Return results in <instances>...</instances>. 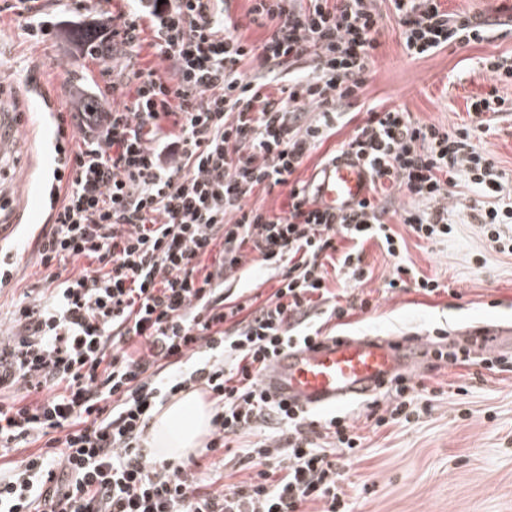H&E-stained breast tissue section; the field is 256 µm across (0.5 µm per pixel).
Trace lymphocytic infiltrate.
Instances as JSON below:
<instances>
[{"label": "lymphocytic infiltrate", "instance_id": "lymphocytic-infiltrate-1", "mask_svg": "<svg viewBox=\"0 0 512 512\" xmlns=\"http://www.w3.org/2000/svg\"><path fill=\"white\" fill-rule=\"evenodd\" d=\"M101 2L70 0L68 13L95 14L98 39L116 58H134L151 32L169 68L104 65L111 107L84 88L80 103L96 111L54 117L72 136L53 147L52 184L64 195L40 259L90 266L21 307L18 331L0 342V389L37 395L0 403V454L36 446L0 468V512H302L318 501L321 512H347L340 468L363 450L353 419L317 424L268 394L261 377L285 350L321 340L316 316L341 321L373 308L361 291L337 301L326 283L331 253L344 281L361 287L372 277L363 245L379 240L393 260L384 291H443L407 264L405 237L452 234L458 177L487 196L469 206L467 222L493 251L512 254V198L477 145L512 98L473 100L469 123L452 131L397 108L355 113L380 46L378 0H250L251 22L265 29L256 42L240 34L227 0H126L115 14ZM388 3L410 59L485 38L481 17L448 12L441 0ZM300 63L305 72H295ZM272 83L278 95L266 94ZM348 124L341 151L369 172V197L346 212L316 209L295 174ZM284 185L286 211L252 203L256 189ZM397 194L412 201L398 213L402 234L386 220ZM340 237L353 242L341 253ZM255 268L274 272L275 290L264 299L232 292ZM434 335L432 365L512 369V357L476 359L468 347H447L446 330ZM194 387L213 404L210 452L276 426L246 450L247 479L228 484L218 472V488L206 490L190 468L144 454L155 410ZM419 387L413 374L397 377L368 401L367 419H408Z\"/></svg>", "mask_w": 512, "mask_h": 512}]
</instances>
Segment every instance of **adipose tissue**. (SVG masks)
Listing matches in <instances>:
<instances>
[{"label":"adipose tissue","mask_w":512,"mask_h":512,"mask_svg":"<svg viewBox=\"0 0 512 512\" xmlns=\"http://www.w3.org/2000/svg\"><path fill=\"white\" fill-rule=\"evenodd\" d=\"M211 418V405L198 391L182 392L153 415L143 436L144 453L159 461L187 460L203 448Z\"/></svg>","instance_id":"1"}]
</instances>
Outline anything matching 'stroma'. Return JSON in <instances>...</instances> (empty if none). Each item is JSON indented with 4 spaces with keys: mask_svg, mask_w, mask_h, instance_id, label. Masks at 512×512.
<instances>
[{
    "mask_svg": "<svg viewBox=\"0 0 512 512\" xmlns=\"http://www.w3.org/2000/svg\"><path fill=\"white\" fill-rule=\"evenodd\" d=\"M500 3L442 0L448 11L485 18L492 28L482 42L449 46L419 60L405 55L396 20L384 18L360 105L403 109L452 130L468 121L473 98L493 90L512 98V85L496 83L483 64L492 55H512V16ZM102 64L97 55L68 53L52 37L33 42L18 28L15 12L0 13V108L11 112L15 123L14 146L0 158V262L13 271L0 285L2 335L16 332L17 311L46 294L53 275L40 261L45 210L39 196L52 182L48 147L55 128L33 112L29 88H42L56 110L66 112L73 108L71 89L99 80ZM479 145L512 182V113L498 114ZM406 242L408 263L448 284V292L383 293L393 261L376 241H368L363 264L372 277L365 288L376 305L355 312L347 325L324 324L323 334L424 340L442 327L451 337L467 339L483 325L512 326V256L489 250L477 225L455 224L444 241L407 236ZM416 376L434 397L408 422L376 429L360 418V404L345 408L365 446L362 460L350 467L346 488L353 512H512V372L451 365L422 368Z\"/></svg>",
    "mask_w": 512,
    "mask_h": 512,
    "instance_id": "obj_1",
    "label": "stroma"
}]
</instances>
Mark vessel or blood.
<instances>
[{"mask_svg": "<svg viewBox=\"0 0 512 512\" xmlns=\"http://www.w3.org/2000/svg\"><path fill=\"white\" fill-rule=\"evenodd\" d=\"M314 191L318 207L347 211L368 198V175L353 156L343 155L323 167ZM409 348L395 337L338 336L285 351L262 384L274 398L310 409L360 402L395 374L416 368Z\"/></svg>", "mask_w": 512, "mask_h": 512, "instance_id": "1", "label": "vessel or blood"}]
</instances>
